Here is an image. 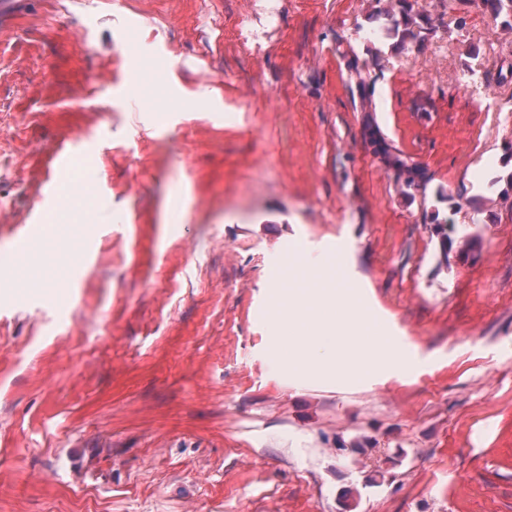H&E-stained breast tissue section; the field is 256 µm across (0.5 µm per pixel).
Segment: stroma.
Returning <instances> with one entry per match:
<instances>
[{"mask_svg":"<svg viewBox=\"0 0 512 512\" xmlns=\"http://www.w3.org/2000/svg\"><path fill=\"white\" fill-rule=\"evenodd\" d=\"M405 5L417 39L375 53L372 0H14L0 251L64 140L94 232L60 226L71 250L0 287V512H512V101L474 95L512 90V30L485 0L383 2ZM295 241L417 370L281 371L266 303Z\"/></svg>","mask_w":512,"mask_h":512,"instance_id":"obj_1","label":"stroma"}]
</instances>
